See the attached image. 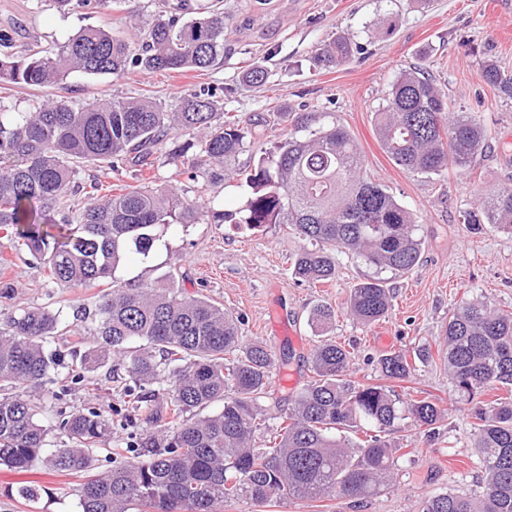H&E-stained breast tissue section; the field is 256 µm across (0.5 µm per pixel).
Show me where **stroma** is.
<instances>
[{"label":"stroma","mask_w":512,"mask_h":512,"mask_svg":"<svg viewBox=\"0 0 512 512\" xmlns=\"http://www.w3.org/2000/svg\"><path fill=\"white\" fill-rule=\"evenodd\" d=\"M211 0H114L93 13L82 7L57 11L51 0H0V33L16 48L52 52L85 27H101L129 42L167 7L183 4L193 18ZM228 17L223 63L183 74H147L128 67L124 74L70 73L41 88L0 89V103L27 112L47 97L79 107L112 98L150 96L171 103L187 90L212 88L223 111L241 117L250 134L242 151L224 163L223 178H211L207 165L187 169L165 165L148 173L153 184H172L196 202L202 217L195 224L171 225L149 257L129 254L118 278L153 281L171 270L184 294H202L238 316L244 342L256 340L274 352L290 350L289 364L275 363L263 400L279 416L309 380L317 336L308 325L315 305L336 313L333 335L351 352V377L378 382V358L388 349L408 353L426 347L430 357L416 364L403 382L401 398L430 394L441 416L434 429L405 418L389 431L392 447L407 449L390 484L364 499L329 498L311 503L274 500L263 512H420L426 498L451 489L483 491L481 468L471 446L470 405L443 366L448 317L464 300H481L512 312V233L474 229L464 216L475 210L479 194L512 186V99L480 77L486 61L512 73V0H223ZM355 51L346 62L326 68L315 57L337 36ZM267 72L263 85L245 83L251 65ZM405 70H418L445 94L452 112L481 118L488 129L485 151L471 171L451 167L440 174L413 173L396 165L382 149L374 114L386 104L392 82ZM301 112L309 130L334 124L346 128L364 157V171L385 185L417 215L423 241L418 264L390 279L392 308L385 319L364 326L346 311L349 289L370 274L359 259L339 254L334 281L316 286L291 274L300 240L286 224L257 230L238 227L250 190L236 179L273 152ZM233 214L216 224L210 209ZM14 284L13 298H0V328L11 312L30 306L82 304L92 308L104 286H73L45 278L26 251L0 253V280ZM39 482L48 495L30 502L16 489ZM82 474H51L46 461L25 472L0 466V512H78Z\"/></svg>","instance_id":"obj_1"}]
</instances>
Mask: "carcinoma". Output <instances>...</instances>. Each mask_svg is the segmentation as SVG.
Instances as JSON below:
<instances>
[{
	"mask_svg": "<svg viewBox=\"0 0 512 512\" xmlns=\"http://www.w3.org/2000/svg\"><path fill=\"white\" fill-rule=\"evenodd\" d=\"M135 54L127 41L88 27L54 53L35 48L0 53V86L44 87L74 71L118 74L130 65L146 73L205 70L224 56V13L202 11L190 20L176 12L157 19ZM353 53L343 37L321 49L317 61L334 67ZM481 78L512 98V74L493 63ZM210 89L191 90L167 105L145 97L73 107L48 98L31 112L0 105V248L24 249L39 270L60 283L87 285L112 279L94 310L72 305L30 307L7 316L0 332V465L25 471L49 446L51 428L41 419V400L55 401L73 385L89 399L78 411L59 406L58 429L67 441L53 449L54 472L84 475L79 512H218L226 503L264 507L274 498L290 503L330 497L362 499L378 492L399 460L383 437L410 415L432 426L440 409L427 398L402 400L394 389L415 371L402 351L378 359L382 382L351 379L350 353L330 333L335 316L322 304L309 323L318 344L312 376L276 426L263 427L261 398L270 384L272 351L256 341L242 345L238 320L200 295H185L165 272L152 282L119 280L116 271L133 250L148 257L172 224H194L197 206L172 185H126L110 196L91 197L72 218L64 204L78 187V165L105 163L150 170L161 162L190 169L198 146L206 161L244 148V127L218 111ZM381 146L395 164L438 174L452 165L475 166L486 130L467 113L450 115L448 101L414 72L400 74L386 106L375 116ZM198 136L173 143L180 133ZM364 159L347 129L334 125L305 138L288 134L246 173L251 190L240 223L253 230L289 224L303 242L292 263L301 282L336 278L337 253L354 254L375 269L349 290V313L365 326L384 318L391 295L381 274H403L418 263L417 216L365 177ZM467 222L512 231V188L490 190ZM72 332L65 351L51 348L57 334ZM444 359L458 392L475 396L512 388V313L477 300L462 302L448 318ZM122 360L124 405L108 419L96 408L92 374L106 361ZM67 369L60 374L59 368ZM167 387L166 410L152 408L153 387ZM222 403L212 413L206 409ZM139 416L145 428L111 456L112 469L91 472L92 453ZM483 494L450 490L429 497L422 512H512V401H478L472 408ZM369 426L366 440L349 433ZM267 430L268 446H254Z\"/></svg>",
	"mask_w": 512,
	"mask_h": 512,
	"instance_id": "cac0c4a2",
	"label": "carcinoma"
}]
</instances>
